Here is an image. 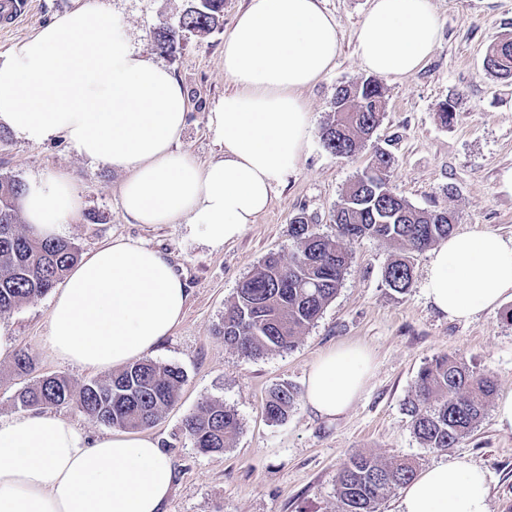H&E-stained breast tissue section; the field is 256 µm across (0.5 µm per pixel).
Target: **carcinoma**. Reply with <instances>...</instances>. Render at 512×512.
I'll return each instance as SVG.
<instances>
[{
	"label": "carcinoma",
	"mask_w": 512,
	"mask_h": 512,
	"mask_svg": "<svg viewBox=\"0 0 512 512\" xmlns=\"http://www.w3.org/2000/svg\"><path fill=\"white\" fill-rule=\"evenodd\" d=\"M224 23V0H191L178 26L154 32L157 47L172 53L188 34L201 35ZM489 69L512 76V39L488 47ZM385 114V90L376 79L336 87L333 112L321 140L330 153L348 157L359 150ZM393 157L375 151L370 165L353 181L336 209V234L318 233L308 219L294 218L296 251L290 261L263 260L236 290L224 313V344L246 358L292 349L300 335L335 298L351 265L347 244L361 237L381 239L393 250L384 280L405 294L413 285L412 255L453 232L455 213L445 207L417 209L389 184ZM25 190L16 179L0 178V316L23 302L46 295L67 274L79 249L67 240H38L18 230L15 202ZM185 382L184 371L150 359L130 363L118 374L75 388L64 376H47L15 395L24 409L74 404L87 417L108 427L142 430L173 405ZM494 391L486 375H478L453 356L434 357L419 372L415 396L405 403L415 437L427 448L446 450L469 435L480 421ZM299 391L278 384L269 393L266 413L273 422L288 418ZM240 428L235 411L217 400H205L184 420V430L205 455L222 454ZM414 477L404 461L356 455L336 474L341 512H377L379 503Z\"/></svg>",
	"instance_id": "cac0c4a2"
}]
</instances>
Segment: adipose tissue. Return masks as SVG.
Returning <instances> with one entry per match:
<instances>
[{"label": "adipose tissue", "instance_id": "adipose-tissue-1", "mask_svg": "<svg viewBox=\"0 0 512 512\" xmlns=\"http://www.w3.org/2000/svg\"><path fill=\"white\" fill-rule=\"evenodd\" d=\"M438 40L428 0H371L358 56L369 73L406 76ZM339 50L321 0H248L224 43L233 89L209 116L223 155L203 165L173 148L189 110L182 85L128 46L100 0H78L0 61V122L33 145L64 137L78 154L124 172L121 206L134 223L187 224L221 246L297 172L310 125L302 93ZM77 208L64 175L29 182L21 198L26 223L44 238H66ZM423 291L450 319L498 307L512 297V237L451 234L433 250ZM186 301L166 254L111 239L54 296L49 347L87 368L128 365L172 332ZM372 370L365 346L327 350L308 372V405L327 419L344 415ZM172 479L156 438L121 430L93 438L47 412L0 420V512H162ZM397 512H489L485 475L464 457L428 467L402 489Z\"/></svg>", "mask_w": 512, "mask_h": 512}]
</instances>
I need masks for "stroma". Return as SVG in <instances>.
Instances as JSON below:
<instances>
[{"label":"stroma","instance_id":"obj_1","mask_svg":"<svg viewBox=\"0 0 512 512\" xmlns=\"http://www.w3.org/2000/svg\"><path fill=\"white\" fill-rule=\"evenodd\" d=\"M370 3L322 0L336 22L340 53L332 69L303 94L311 126L299 169L276 187L270 207L254 224L220 247L185 224L132 223L119 204L122 173L80 156L63 138L32 145L0 123V177L26 183L55 173L70 176L79 209L67 238L81 254L112 238H129L167 253L186 285L181 322L149 355L187 374L177 402L147 430L172 461L166 512H339L336 472L356 454L405 460L420 470L467 457L487 476L490 512H512V431L498 428L493 408H486L470 435L445 451L422 445L404 410L418 372L442 354L490 376L496 393L512 391V319L507 316L512 298L469 319H449L423 293L431 251L415 254L413 286L400 295L384 281L390 247L364 237L349 243L352 263L335 299L292 350L248 359L225 346L219 333L239 283L270 254L290 260L295 215L305 214L320 233L335 234L334 213L347 185L379 148L394 158L393 190L414 207L454 211L460 231L490 229L512 236V194L500 188L503 171L512 168V78L484 65L487 46L512 36V0H429L440 24L438 44L413 74L382 77L385 115L372 138L342 158L324 148L320 133L336 87L368 76L358 58L356 31ZM74 4L31 0L29 13L0 31V60ZM102 5L123 27L130 46L168 67L186 89L190 110L176 150L201 162L220 158L209 114L231 87L224 74V41L246 0H224L223 26L188 36L172 54L157 49L153 30L177 24L190 0H102ZM445 102L455 111L448 125L437 114ZM51 303L47 294L0 317V341L10 350L0 359L2 419L19 414L15 393L38 378L62 375L79 386L109 376L50 353ZM342 344L365 346L373 355L372 374L354 406L327 420L301 398L287 420L269 421L264 410L269 391L284 383L304 389L313 361ZM18 351L28 354L29 373L15 370ZM206 399L231 407L240 421L230 448L220 455L199 453L183 427Z\"/></svg>","mask_w":512,"mask_h":512}]
</instances>
